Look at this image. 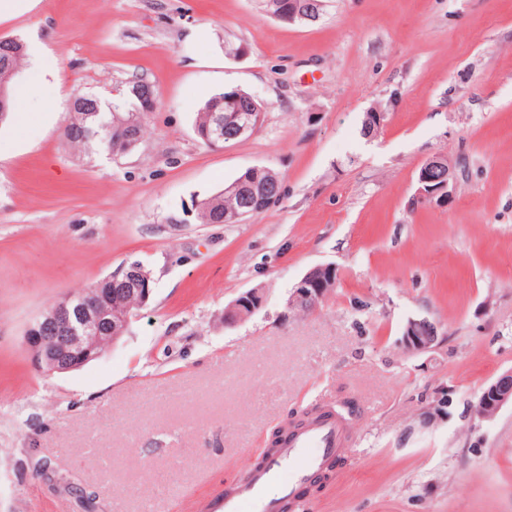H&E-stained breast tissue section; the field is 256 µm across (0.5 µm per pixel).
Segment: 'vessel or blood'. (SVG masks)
Segmentation results:
<instances>
[{"instance_id": "b4317fda", "label": "vessel or blood", "mask_w": 512, "mask_h": 512, "mask_svg": "<svg viewBox=\"0 0 512 512\" xmlns=\"http://www.w3.org/2000/svg\"><path fill=\"white\" fill-rule=\"evenodd\" d=\"M347 441L343 411L311 420L248 465L237 483L210 502L209 512H294L306 485L325 476L328 462L346 450ZM273 485L279 495H269Z\"/></svg>"}]
</instances>
